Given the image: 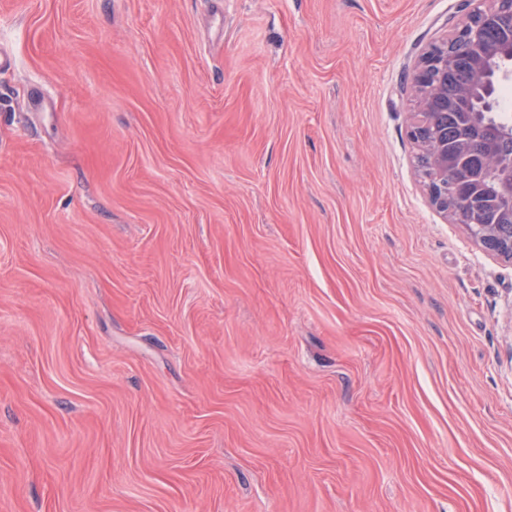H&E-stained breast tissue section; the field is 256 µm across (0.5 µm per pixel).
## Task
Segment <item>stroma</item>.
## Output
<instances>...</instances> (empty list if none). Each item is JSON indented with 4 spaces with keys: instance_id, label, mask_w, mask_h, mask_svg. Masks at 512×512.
Listing matches in <instances>:
<instances>
[{
    "instance_id": "obj_1",
    "label": "stroma",
    "mask_w": 512,
    "mask_h": 512,
    "mask_svg": "<svg viewBox=\"0 0 512 512\" xmlns=\"http://www.w3.org/2000/svg\"><path fill=\"white\" fill-rule=\"evenodd\" d=\"M469 0H0V512H512V261L429 205Z\"/></svg>"
}]
</instances>
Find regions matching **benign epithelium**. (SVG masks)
<instances>
[{
	"instance_id": "benign-epithelium-1",
	"label": "benign epithelium",
	"mask_w": 512,
	"mask_h": 512,
	"mask_svg": "<svg viewBox=\"0 0 512 512\" xmlns=\"http://www.w3.org/2000/svg\"><path fill=\"white\" fill-rule=\"evenodd\" d=\"M498 22L497 13H483L477 23L471 22L456 29L451 38L473 54L472 80L463 89L465 94H473L490 81L484 67V59L490 54L501 56L506 60L512 58V34L493 48L481 44V30ZM450 43L444 38L431 43L415 66L409 82V94L413 108L414 120L408 133L420 142L423 154L428 158L430 175L427 190L431 205L446 217L456 216L454 186L448 184V168L462 163L467 145L461 141L453 154H448V143L441 140L442 134L437 130L433 113L447 108L448 86L445 76L448 71V53ZM471 237L478 244L495 234V224L466 225Z\"/></svg>"
}]
</instances>
